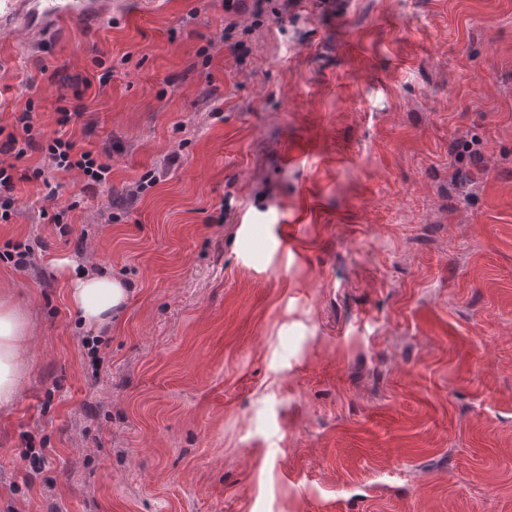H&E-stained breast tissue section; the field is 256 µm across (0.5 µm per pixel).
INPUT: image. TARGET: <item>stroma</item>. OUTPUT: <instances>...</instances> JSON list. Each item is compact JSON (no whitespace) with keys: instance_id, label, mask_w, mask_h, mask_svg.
Here are the masks:
<instances>
[{"instance_id":"1","label":"stroma","mask_w":512,"mask_h":512,"mask_svg":"<svg viewBox=\"0 0 512 512\" xmlns=\"http://www.w3.org/2000/svg\"><path fill=\"white\" fill-rule=\"evenodd\" d=\"M29 104L111 174L16 163L0 512H512V0H120L0 42ZM69 299L78 310L83 325L108 324L127 304L131 288L123 280L83 271L69 282ZM26 319L8 299L0 300V406L10 405L22 380L20 343L28 336Z\"/></svg>"}]
</instances>
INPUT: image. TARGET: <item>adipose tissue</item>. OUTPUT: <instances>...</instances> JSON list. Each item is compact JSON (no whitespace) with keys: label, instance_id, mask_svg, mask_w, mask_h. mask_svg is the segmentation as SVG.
Wrapping results in <instances>:
<instances>
[{"label":"adipose tissue","instance_id":"1","mask_svg":"<svg viewBox=\"0 0 512 512\" xmlns=\"http://www.w3.org/2000/svg\"><path fill=\"white\" fill-rule=\"evenodd\" d=\"M131 290L123 280L84 271L69 282V299L83 325L110 323L127 304ZM26 319L9 300H0V406L10 405L22 380L20 343L28 336Z\"/></svg>","mask_w":512,"mask_h":512}]
</instances>
